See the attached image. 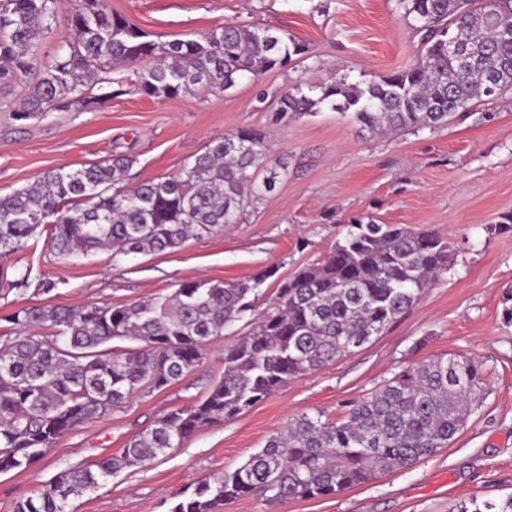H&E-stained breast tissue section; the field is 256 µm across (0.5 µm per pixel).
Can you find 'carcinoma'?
I'll use <instances>...</instances> for the list:
<instances>
[{"label":"carcinoma","mask_w":512,"mask_h":512,"mask_svg":"<svg viewBox=\"0 0 512 512\" xmlns=\"http://www.w3.org/2000/svg\"><path fill=\"white\" fill-rule=\"evenodd\" d=\"M396 10L422 47L414 63L365 83L339 79L317 97L286 92L275 120L329 102L371 130H434L473 101L512 88V0H396ZM57 23L56 0H0V88L28 83L15 121L86 102L89 90L108 82L101 73L112 63L150 62L138 72V90L171 99L196 87L230 90L306 53L285 31L243 25L157 42L109 0H71L67 50L45 62L42 44ZM450 37L461 40L460 54L448 53ZM269 153L261 133L240 129L178 174L134 187L126 184L134 163L128 155L51 169L0 197V262L24 250L44 224L62 255L164 251L191 234L239 224L252 201L275 189V166L256 180ZM451 261L450 243L435 230L353 219L323 260L278 281L272 305L259 314L258 286L274 270L253 280H189L170 295L130 304L32 306L0 318L14 326V337L0 345V473H8L32 468L61 436L141 388L180 381L226 327L256 313L250 331L224 346V376L205 397L157 417L120 454L61 471L14 512H69L71 499L112 475L352 353L415 305ZM38 328L51 333L38 336ZM116 339L138 347L118 351L109 346ZM485 385L483 363L468 356L402 368L339 421L295 417L244 464L200 482L168 512H223L255 492L274 502L335 496L380 472L407 469L448 447Z\"/></svg>","instance_id":"carcinoma-1"}]
</instances>
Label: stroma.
Wrapping results in <instances>:
<instances>
[{
    "mask_svg": "<svg viewBox=\"0 0 512 512\" xmlns=\"http://www.w3.org/2000/svg\"><path fill=\"white\" fill-rule=\"evenodd\" d=\"M115 11L152 39H196L227 24L288 32L307 52L288 67L243 79L230 91L194 88L174 99L137 90V67L123 68L108 99L18 123L10 110L23 85L0 91V196L47 170L81 168L124 152L128 184L179 173L211 141L243 128L260 131L271 160L282 163L275 189L253 202L242 223L190 236L161 252L109 250L62 256L38 229L27 250L7 261L11 287H0V344L5 315L34 305L129 304L164 296L187 280L263 277L258 309L280 279L321 261L353 218L440 232L452 261L422 298L370 343L336 363L288 382L229 421L199 428L145 466L110 477L70 503L71 512H168L172 497L235 469L298 415L334 421L351 402L401 367L440 354L485 364L487 391L447 448L411 468L377 474L342 494L270 503L255 493L224 512H460L471 501L512 495V231L494 226L512 212V90L477 103L470 117L433 131L381 134L325 104L285 122L280 97L339 78L368 81L411 64L418 40L395 0H111ZM30 270L20 282L22 270ZM273 277H266V270ZM53 284L43 293L42 282ZM244 322L211 343L177 383L143 388L123 407L57 440L29 470L0 474V512L47 489L61 471L121 451L163 413L191 405L224 373V346Z\"/></svg>",
    "mask_w": 512,
    "mask_h": 512,
    "instance_id": "1",
    "label": "stroma"
}]
</instances>
